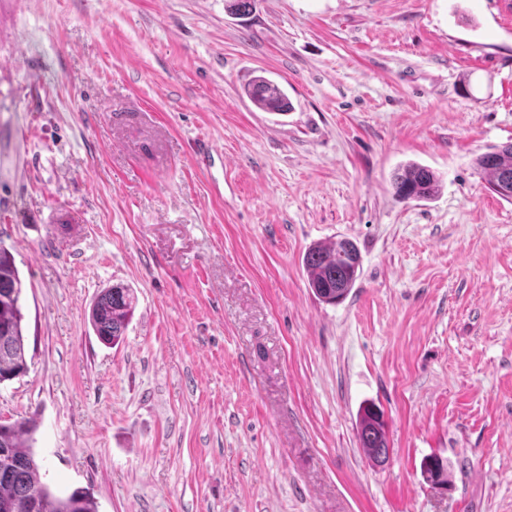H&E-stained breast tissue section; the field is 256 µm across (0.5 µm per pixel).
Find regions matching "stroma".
I'll return each instance as SVG.
<instances>
[{"label": "stroma", "instance_id": "35a3bbf8", "mask_svg": "<svg viewBox=\"0 0 512 512\" xmlns=\"http://www.w3.org/2000/svg\"><path fill=\"white\" fill-rule=\"evenodd\" d=\"M227 3L0 0L28 363L0 417L99 512H512V201L475 166L512 142V0ZM412 162L433 199L395 196ZM340 237L361 275L330 305L302 257ZM117 283L110 348L87 316ZM244 91L250 101L262 111L286 113L291 108L280 85L264 76H255ZM135 308V295L128 285L113 284L94 299L88 322L97 338L107 346H116L124 339ZM383 411L374 404L362 408L357 425L360 448L375 462L383 463L389 456ZM423 476L432 485L448 483V469L443 459L438 456L428 457L422 466Z\"/></svg>", "mask_w": 512, "mask_h": 512}]
</instances>
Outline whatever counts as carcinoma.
Segmentation results:
<instances>
[{"label": "carcinoma", "mask_w": 512, "mask_h": 512, "mask_svg": "<svg viewBox=\"0 0 512 512\" xmlns=\"http://www.w3.org/2000/svg\"><path fill=\"white\" fill-rule=\"evenodd\" d=\"M245 94L260 110L285 113L290 102L280 85L264 76H256L245 87ZM487 188L506 200H512V143L495 147L475 159ZM394 193L402 200H428L441 189V180L431 169L412 163L393 176ZM309 287L323 302L335 304L347 298L361 269L360 252L348 238H338L309 247L302 258ZM22 280L10 251L0 247V383L25 375L22 313ZM135 295L127 285L115 284L103 289L94 299L88 322L97 338L107 346H116L130 323ZM383 411L374 404L362 408L357 425L359 447L376 462L389 456ZM37 428L33 417L9 422L0 427V512H98L97 503L85 488H76L65 496L55 495L41 481L40 465L32 447ZM423 476L433 485L448 483L443 459L427 458Z\"/></svg>", "instance_id": "cac0c4a2"}]
</instances>
